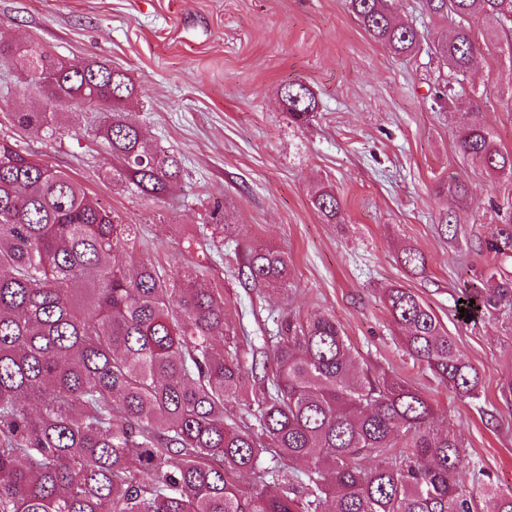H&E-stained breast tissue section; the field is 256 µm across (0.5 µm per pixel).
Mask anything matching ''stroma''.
Here are the masks:
<instances>
[{"label": "stroma", "mask_w": 512, "mask_h": 512, "mask_svg": "<svg viewBox=\"0 0 512 512\" xmlns=\"http://www.w3.org/2000/svg\"><path fill=\"white\" fill-rule=\"evenodd\" d=\"M398 19L423 38L397 57L354 19L347 0H0V41L33 39L73 65L102 61L124 72L136 92L122 111L155 147L175 156L174 192L153 201L113 182L114 160L97 133L96 112L66 108L51 138L14 125L10 113L37 106L22 57L0 58V138L78 181L119 220L137 227L136 260L172 270L207 266L206 287L221 289L228 326L266 362L274 318L320 311L336 318L359 367L401 379L434 405V426L453 431L468 463L456 478L473 493L492 481L512 493V306L464 320V282L481 283L494 264L479 248L494 206L512 201L454 147L467 97L435 99L447 67L429 47L448 31L424 0H393ZM299 81L318 99L309 124L295 126L280 85ZM483 95L485 122L512 150V63L479 58L466 78ZM456 176L471 191L456 210L441 185ZM329 185L343 221L323 223L310 202ZM237 227L239 254L262 246L288 255L284 288H247L237 262L217 256L222 226L214 203ZM459 213L455 242L440 233ZM212 236L211 249L187 250L188 237ZM420 251L424 273L408 272L403 250ZM396 285L414 292L478 369L481 393L460 400L403 349L380 298Z\"/></svg>", "instance_id": "obj_1"}]
</instances>
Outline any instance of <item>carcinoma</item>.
I'll return each instance as SVG.
<instances>
[{
	"mask_svg": "<svg viewBox=\"0 0 512 512\" xmlns=\"http://www.w3.org/2000/svg\"><path fill=\"white\" fill-rule=\"evenodd\" d=\"M448 23L431 47L448 67L455 95L480 50L512 63V0H425ZM358 24L396 55L412 53L418 29L397 21L390 0H348ZM492 22L480 38L473 22ZM19 50L36 108L12 112L18 127L54 135L56 110L100 109L98 131L119 166L112 179L157 199L180 176L174 157L151 146L120 104L135 85L110 65L73 68L35 41ZM278 94L296 125L316 110L302 83ZM458 117L456 146L497 181L512 184V151L486 127L483 94ZM466 207L467 185L441 186ZM311 204L340 223L336 194L319 185ZM485 241L499 258L492 287L462 290L464 314L512 305V204L496 211ZM136 225L90 200L69 175L0 138V512H479L454 473L462 444L433 426L434 406L407 383L357 373L335 318L284 316L271 340L275 372L254 422L228 408L242 397L245 354L225 328L224 297L199 286L186 264L173 277L134 263ZM401 262L423 273L411 249ZM241 274L263 286L288 283V257L251 250ZM402 346L459 398L478 396L479 374L432 309L411 291L382 289ZM407 451L392 453L398 440ZM270 454L279 464L268 466ZM379 459L366 466L370 459ZM305 470L288 478L286 467ZM253 476L245 491L237 476ZM483 496L512 512V494L493 483Z\"/></svg>",
	"mask_w": 512,
	"mask_h": 512,
	"instance_id": "1",
	"label": "carcinoma"
}]
</instances>
